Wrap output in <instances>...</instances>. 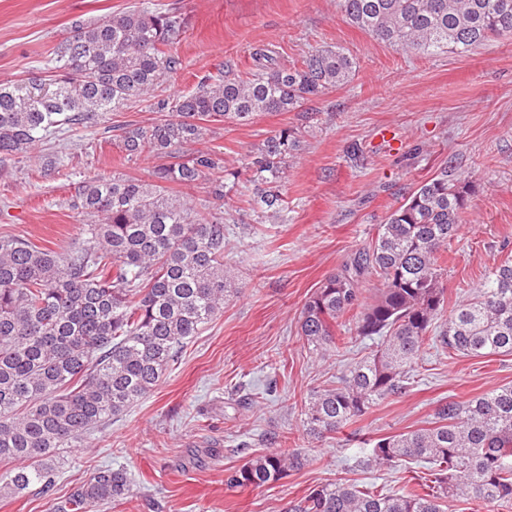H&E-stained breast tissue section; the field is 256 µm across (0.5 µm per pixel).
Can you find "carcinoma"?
Masks as SVG:
<instances>
[{
    "mask_svg": "<svg viewBox=\"0 0 512 512\" xmlns=\"http://www.w3.org/2000/svg\"><path fill=\"white\" fill-rule=\"evenodd\" d=\"M346 21L397 52L420 58L466 54L494 36L512 35V0H340ZM182 20L170 12L130 9L77 22L39 78L0 85V155L23 158L52 134L98 123L182 69L175 50ZM254 73L225 72L197 91L154 109L170 116L125 129L117 147L133 158L170 162L151 179L97 174L77 188L71 207L84 216L82 244L59 253L0 235V496L31 488L48 496L57 450L75 448L90 430L123 414L178 360L183 343L224 310L235 291L224 263V217L196 219L173 187L208 182L217 200L251 188L255 212L278 219L288 158L300 147L283 129L230 171L216 155L183 148L208 123L246 124L262 113L292 112L310 96L346 83L355 69L344 51L316 49L301 64L273 52L252 54ZM469 188L448 170L417 185L353 261L325 279L301 312L300 335L319 351L336 345L351 319L375 353L339 385L304 403L312 435L336 433L377 402L405 393L424 341L456 355L512 354V262L496 266L478 295L439 322L445 303L443 249L462 224ZM381 288L367 302L362 285ZM298 448L255 455L228 472L229 488L275 483L303 466ZM414 460L433 465L426 492L381 495L349 482L311 489L290 512H443L448 498L512 501V386L438 405L427 428L377 439L369 467ZM126 471L104 469L73 488L55 512H96L132 496Z\"/></svg>",
    "mask_w": 512,
    "mask_h": 512,
    "instance_id": "1",
    "label": "carcinoma"
}]
</instances>
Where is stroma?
Listing matches in <instances>:
<instances>
[{
	"instance_id": "35a3bbf8",
	"label": "stroma",
	"mask_w": 512,
	"mask_h": 512,
	"mask_svg": "<svg viewBox=\"0 0 512 512\" xmlns=\"http://www.w3.org/2000/svg\"><path fill=\"white\" fill-rule=\"evenodd\" d=\"M135 6L183 21L176 46L183 68L161 84V98L195 91L222 70L252 71L251 53L263 45H275L286 64L340 48L356 69L347 84L297 111L210 123L196 148L223 156L230 169L266 137L297 132L283 219L258 222L243 187L220 207L206 185L185 190L196 216L220 208L230 222L224 256L236 268V293L150 393L80 447L60 449L53 496L0 497V512H53L75 486L108 468L127 472L134 495L102 512H286L309 489L336 480L380 494L422 489L427 464L365 468L373 443L428 426L442 401L512 385V355L462 357L423 344L409 392L380 401L342 433L314 437L303 426L304 401L336 385L376 344L344 326L336 333L346 337L345 348L318 353L300 336L299 318L407 193L443 169L470 188L460 234L445 252L448 304L476 296L491 269L512 259V37L425 59L348 24L339 0H0V82L52 67L73 22ZM158 118L149 103L131 101L98 124L48 139L36 158L0 163V233L59 252L78 246L75 184L103 173L150 177L161 158L124 159L112 130ZM385 128L395 143L380 140ZM283 448L301 449L304 466L270 485L225 486L226 470Z\"/></svg>"
}]
</instances>
